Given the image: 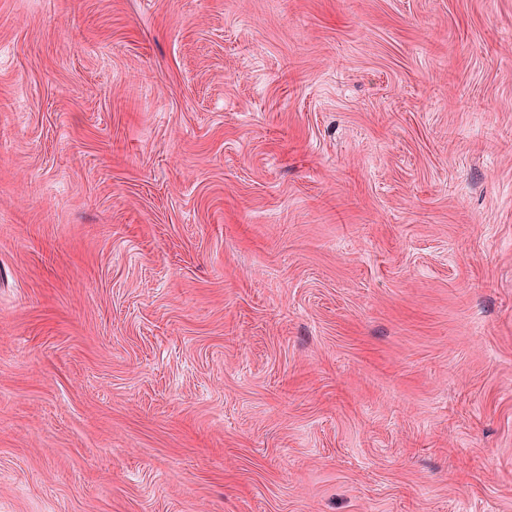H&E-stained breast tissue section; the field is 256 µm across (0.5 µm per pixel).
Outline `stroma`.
I'll return each mask as SVG.
<instances>
[{"instance_id": "35a3bbf8", "label": "stroma", "mask_w": 512, "mask_h": 512, "mask_svg": "<svg viewBox=\"0 0 512 512\" xmlns=\"http://www.w3.org/2000/svg\"><path fill=\"white\" fill-rule=\"evenodd\" d=\"M0 512H512V0H0Z\"/></svg>"}]
</instances>
